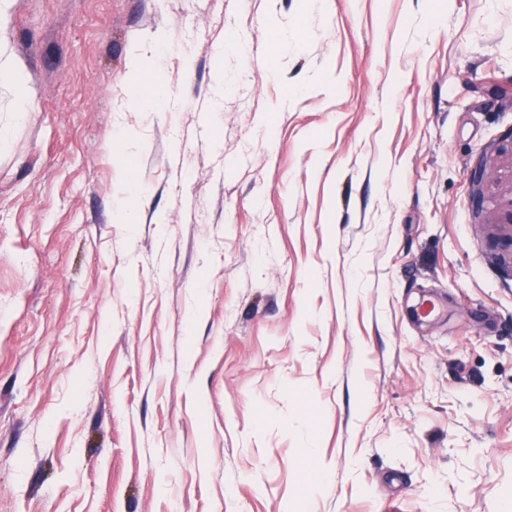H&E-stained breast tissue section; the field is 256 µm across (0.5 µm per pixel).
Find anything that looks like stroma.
<instances>
[{
    "mask_svg": "<svg viewBox=\"0 0 512 512\" xmlns=\"http://www.w3.org/2000/svg\"><path fill=\"white\" fill-rule=\"evenodd\" d=\"M510 143L512 0H0V512H512ZM507 158L510 164V199L508 201V209L497 219H495L494 224L499 230V234L503 237V239L507 242L510 247V251L512 252V143H510V148L507 152ZM495 178V172L487 167L486 162H480L469 174L471 193L476 204V213L481 215L484 212L486 191L490 182Z\"/></svg>",
    "mask_w": 512,
    "mask_h": 512,
    "instance_id": "obj_1",
    "label": "stroma"
}]
</instances>
